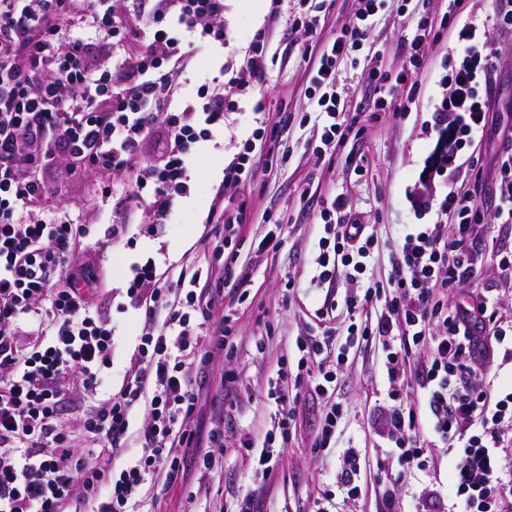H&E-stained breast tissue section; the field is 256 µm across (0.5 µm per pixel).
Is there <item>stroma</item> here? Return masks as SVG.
Masks as SVG:
<instances>
[{
  "instance_id": "obj_1",
  "label": "stroma",
  "mask_w": 512,
  "mask_h": 512,
  "mask_svg": "<svg viewBox=\"0 0 512 512\" xmlns=\"http://www.w3.org/2000/svg\"><path fill=\"white\" fill-rule=\"evenodd\" d=\"M269 0H226L224 54L214 57L195 54L186 72L184 93L195 97L203 84L222 83L221 67L238 65L257 30H265L269 46L259 59L261 90L242 98L235 111L226 113L224 126L211 140L199 142L190 156V189L179 198L168 222L159 225L156 237L142 236L149 214L141 208L128 213L126 235L115 238L110 248L99 253L98 310L114 327L112 338V387L120 389L134 369L137 351L134 338L141 318L130 306L126 281L130 265L137 259L155 258L160 270L179 273L182 268H202L221 275L224 261L215 255L221 227L209 223L213 201L224 205L225 217H233L238 206H246L248 220L241 232L236 267L251 282L245 301L215 297L210 311L212 326L225 316L233 318L234 352L221 356L203 369L194 370L193 386L199 395L189 425L199 435L198 453H209L212 466L196 471L183 484L165 486L162 479L149 481L132 502V512H238L242 499H250L253 512H314L325 492L334 495L337 512H417L422 489L443 496L448 492L452 456L443 448L431 449L426 471L409 470L387 448L381 436V411L388 405V385L379 364L382 346L372 340L340 353L347 326L353 316L345 301L362 296L367 283H385L390 260L399 249L408 224H432L436 210L414 209L421 188L419 176L440 161L446 130L435 127L434 105L441 99L440 79L448 64L455 33L440 20L448 11V0H431L438 24L430 41L429 55L420 75L422 94L406 115L368 121L363 132L339 145L333 157L321 156V129L315 122L306 89L301 53L303 33L290 31L288 16L297 10L296 0H283L281 13L270 18ZM414 0H385L376 17L370 52H359L354 61L342 65L339 86L342 98L356 104L368 98L367 71L381 66H401L400 42L419 21ZM500 64L491 79L492 99L503 123L512 122V36L499 35ZM294 114L277 140L262 145L273 163L259 168L254 178L241 187L224 184V167L240 151L260 122L275 123L280 112ZM365 159L366 171L356 174L352 152ZM56 185L52 197L31 204L30 215L47 218L66 209L90 228L86 250H94L97 239L112 223V201L102 197L100 187L108 176L60 161L47 173ZM318 189L324 195H342L349 209L367 224L374 236V250L364 274L348 280L338 278L333 290L316 284V258L323 226L315 214L303 212L302 189ZM429 196L441 198L444 189L426 188ZM282 224L281 244L265 241L268 217ZM492 287L500 299L499 314L512 320V281L503 279L489 260H482L474 279L449 292V303L469 300ZM326 333L327 364H340L332 399L342 412L334 450L314 446L324 407L311 399L308 381L283 383L294 396V420L280 444L278 464L266 479L253 475L242 443H262L266 434L277 431L278 407L267 390L277 382L283 364H296V340L311 333ZM233 373V389H225V373ZM358 448L361 454L360 492L347 496L337 486L343 452Z\"/></svg>"
}]
</instances>
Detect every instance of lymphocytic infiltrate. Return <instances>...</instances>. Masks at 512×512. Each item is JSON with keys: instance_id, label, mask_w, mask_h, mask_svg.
Returning a JSON list of instances; mask_svg holds the SVG:
<instances>
[{"instance_id": "lymphocytic-infiltrate-1", "label": "lymphocytic infiltrate", "mask_w": 512, "mask_h": 512, "mask_svg": "<svg viewBox=\"0 0 512 512\" xmlns=\"http://www.w3.org/2000/svg\"><path fill=\"white\" fill-rule=\"evenodd\" d=\"M384 0H361L348 24L318 39L321 13L333 0H317L314 14L302 13L290 27L314 40L307 62L309 96L317 107L326 148L352 136L357 112L341 102L340 64L368 42L373 18ZM491 25L458 24L462 0H448L447 21L456 30L445 93L434 108L435 125L449 124L453 151H465L448 165V191L439 213L452 225L423 224L407 230L390 261L388 293L367 286L351 310L380 307L372 326L351 325L345 339L354 347L379 339L380 370L389 387L402 381L413 348L430 342L437 355L419 367V407L391 406L383 427L391 448L411 469L423 468L430 448H451L454 463L448 498L457 512H505L512 471L504 469L503 426L512 423V388L491 394L482 380L490 363L512 356V321L498 312L493 289L454 307L444 300L476 271L475 227L483 223L479 199L492 189L493 223L500 243L488 254L499 274L512 279V129L490 162L469 150L497 124L491 76L499 54L498 34L512 35V0H496ZM224 0H0V512H62L82 497L95 512H127L146 481L189 480L180 449L196 447L188 419L197 394L191 371L223 352L228 326L211 328V289L197 270L177 277L160 272L154 258L134 264L126 283L131 307L142 318L137 336L138 367L120 390L81 421L79 431L99 454H122L129 414L147 405L150 422L142 454L117 470L90 466L75 455L58 425L70 403L65 385L80 375L84 388L108 384L112 374V326L102 320L93 259L76 262L84 228L67 210L51 221L26 218L33 201L55 193L44 172L58 156L92 170L124 177L104 186L113 200L114 223L97 240L110 247L129 204L144 206L152 223H166L190 181L192 144L223 126L238 99L252 95L262 79L257 60L266 45L257 33L235 72L217 91L199 87L196 101L181 102L188 49L224 44ZM144 23V38L128 56L129 10ZM430 31L419 22L401 42L396 72L369 71L368 106L401 115L420 95L418 76L429 54ZM110 55L104 67L100 54ZM161 137L155 161L139 160L141 144ZM324 226L316 259L317 280L331 283L340 270L362 273L373 237L348 209L345 197L300 195ZM164 323H157L160 309ZM215 330L210 351H201L204 331Z\"/></svg>"}]
</instances>
